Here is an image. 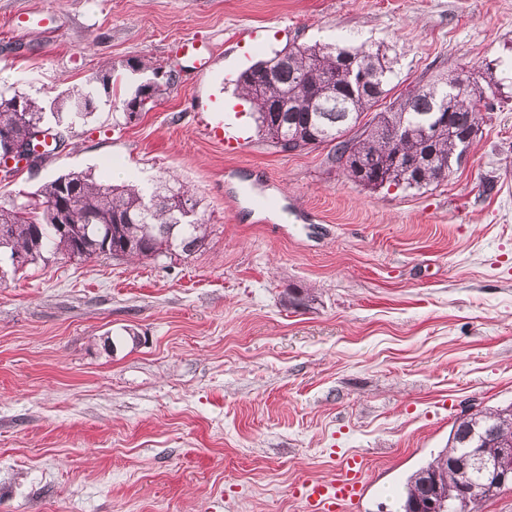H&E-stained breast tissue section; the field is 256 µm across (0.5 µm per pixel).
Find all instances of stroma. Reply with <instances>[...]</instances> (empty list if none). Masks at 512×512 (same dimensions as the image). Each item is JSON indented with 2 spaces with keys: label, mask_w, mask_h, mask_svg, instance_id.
Wrapping results in <instances>:
<instances>
[{
  "label": "stroma",
  "mask_w": 512,
  "mask_h": 512,
  "mask_svg": "<svg viewBox=\"0 0 512 512\" xmlns=\"http://www.w3.org/2000/svg\"><path fill=\"white\" fill-rule=\"evenodd\" d=\"M34 12L48 26L17 25ZM187 37L216 72L363 42L403 83L489 66L500 95L447 180L369 191L326 148L270 146L229 81L249 142L210 141L187 111L216 79ZM105 70L111 101L0 199L71 171L174 180L211 234L168 268L65 258L0 282V512H303L302 485L354 454V512H397L457 418L512 403V0H0V91L51 99ZM146 83L154 108L114 124ZM180 51L194 60V67L201 75L212 72L214 61L212 53L201 51L195 40H184Z\"/></svg>",
  "instance_id": "35a3bbf8"
}]
</instances>
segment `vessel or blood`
Segmentation results:
<instances>
[{
  "label": "vessel or blood",
  "instance_id": "vessel-or-blood-1",
  "mask_svg": "<svg viewBox=\"0 0 512 512\" xmlns=\"http://www.w3.org/2000/svg\"><path fill=\"white\" fill-rule=\"evenodd\" d=\"M180 50L193 59L194 67L200 74L212 71V53L201 51L195 40H184ZM194 118L206 136L217 143L226 144L228 150H237L245 141L240 129L225 123L224 103L216 97H209L202 108L197 109ZM364 492L363 461L354 455L346 459L333 477L306 482L300 496L304 512H350Z\"/></svg>",
  "mask_w": 512,
  "mask_h": 512
}]
</instances>
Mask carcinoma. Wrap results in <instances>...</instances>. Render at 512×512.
<instances>
[{"label": "carcinoma", "instance_id": "cac0c4a2", "mask_svg": "<svg viewBox=\"0 0 512 512\" xmlns=\"http://www.w3.org/2000/svg\"><path fill=\"white\" fill-rule=\"evenodd\" d=\"M359 58L363 69L350 71L341 56ZM364 89H351L359 77ZM397 78L393 62L364 44L343 48L334 43L294 42L273 57L253 64L237 79V88L257 112L259 131L282 151L330 147L327 163L342 169L356 184L376 190L386 185L420 190L448 178L443 168L460 165L461 135L483 123L480 104L496 97L500 83L493 72L475 74L463 69L440 72L408 88L384 110L363 121L373 107L387 98ZM99 86L84 93L42 102L25 93H0V133L14 138L25 135L28 124L45 121L52 111L56 124L70 131L76 120L96 109V100L112 93V72L98 77ZM160 88L142 86L122 103L121 117L130 120L129 107L153 108ZM448 98V129L432 131L438 103ZM404 134L391 138V131ZM68 203V230L60 232V202ZM11 235L0 242V257L18 271L14 257L23 265L46 263L71 254L91 259L125 254L130 261L187 259L202 248L209 225L199 202L182 185L164 184L152 191L139 183L112 184L87 172H70L45 184L20 201L0 200V226ZM506 407L481 410L459 419L448 447L410 474L403 486L398 512H411L414 500L431 494L441 499L443 512H463L457 487L476 492L486 485L477 468L448 469L450 456H459L470 443L463 434L470 427L486 438L511 434L503 413Z\"/></svg>", "mask_w": 512, "mask_h": 512}]
</instances>
